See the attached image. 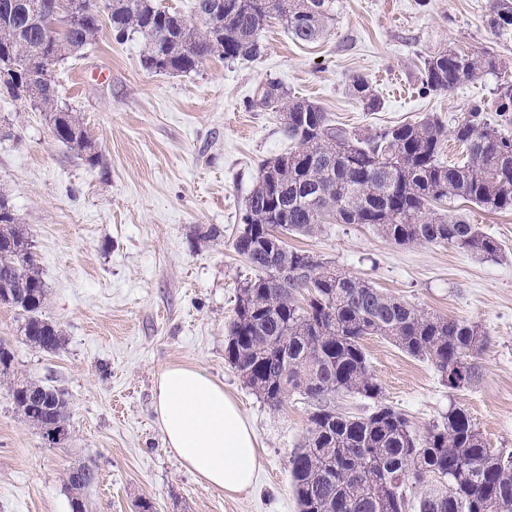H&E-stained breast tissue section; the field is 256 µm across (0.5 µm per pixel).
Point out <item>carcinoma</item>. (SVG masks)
I'll return each mask as SVG.
<instances>
[{"mask_svg": "<svg viewBox=\"0 0 512 512\" xmlns=\"http://www.w3.org/2000/svg\"><path fill=\"white\" fill-rule=\"evenodd\" d=\"M212 0H196L197 22L158 7L155 0H81L61 11L62 0H0V85L15 100L24 82L36 91L37 110L50 115V132L89 166L102 163L79 121L59 104L48 64L92 44L107 16L116 37L131 35L145 46L144 67L190 73L218 55L253 59L261 32L276 19L293 39L313 42L333 20L335 0H224L211 16ZM491 26L512 30V0H492ZM500 60L447 50L428 57L422 87L450 93L465 82L497 73ZM348 92L363 108L381 101L369 81L352 78ZM495 122L473 104L454 128L467 160H441L445 129L439 119L383 126L365 134L332 123L309 101L287 97L268 82L251 109L288 113L284 133L293 146L263 161L244 215L236 252L258 275L237 297L225 360L270 407L296 394L312 408L302 446L288 458L300 512H512V450L494 451L462 407L423 432L382 401L363 341L381 336L406 354L430 362L448 388L478 381L489 338L476 323L426 314L329 266L285 237L310 235L327 219L364 224L399 246L438 245L485 260L501 246L461 215L432 203L462 201L488 212L512 211V83L497 88ZM47 289L28 229L0 194V305L22 316L24 342L45 352L62 346L59 330L42 314ZM371 402L361 414L336 410L338 396ZM23 419L43 442L63 448L71 438L64 394L30 380L14 385ZM62 434L51 437V431ZM66 480L72 512H87L85 491L96 472Z\"/></svg>", "mask_w": 512, "mask_h": 512, "instance_id": "carcinoma-1", "label": "carcinoma"}]
</instances>
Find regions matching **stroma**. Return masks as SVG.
I'll return each instance as SVG.
<instances>
[{"mask_svg": "<svg viewBox=\"0 0 512 512\" xmlns=\"http://www.w3.org/2000/svg\"><path fill=\"white\" fill-rule=\"evenodd\" d=\"M490 3L336 0L321 39L298 43L274 21L261 33L260 57L211 56L186 75L147 72L139 39L102 28L53 69L103 157L95 168L55 140L43 114L0 95V193L31 232L48 291L43 316L64 338L54 353L30 348L21 317L0 306V342L13 354L0 374V512H70L65 474L83 464L97 473L89 512H133L143 498L153 512H299L288 458L310 407L291 395L270 409L224 359L239 289L256 275L233 242L259 162L289 148L279 113L248 103L274 80L357 131L429 115L453 129L472 104L492 102L498 77L426 95L422 61L448 49L490 52L512 80V36L491 28ZM357 75L380 97L378 111L348 95ZM447 211L498 240L502 258L397 246L361 224H326L288 244L416 309L481 325L489 336L482 376L463 391L383 338L365 339L364 349L385 403L418 431L459 405L488 448L511 449L512 212L459 201ZM169 365L204 371L236 399L261 444L254 489L226 497L165 448L153 403L156 375ZM24 379L64 393L66 447H46L20 417L11 390Z\"/></svg>", "mask_w": 512, "mask_h": 512, "instance_id": "35a3bbf8", "label": "stroma"}]
</instances>
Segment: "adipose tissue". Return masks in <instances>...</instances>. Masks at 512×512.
I'll list each match as a JSON object with an SVG mask.
<instances>
[{
  "label": "adipose tissue",
  "instance_id": "adipose-tissue-1",
  "mask_svg": "<svg viewBox=\"0 0 512 512\" xmlns=\"http://www.w3.org/2000/svg\"><path fill=\"white\" fill-rule=\"evenodd\" d=\"M155 413L167 448L201 483L229 497L252 487L258 440L223 385L194 367H166L156 382Z\"/></svg>",
  "mask_w": 512,
  "mask_h": 512
}]
</instances>
